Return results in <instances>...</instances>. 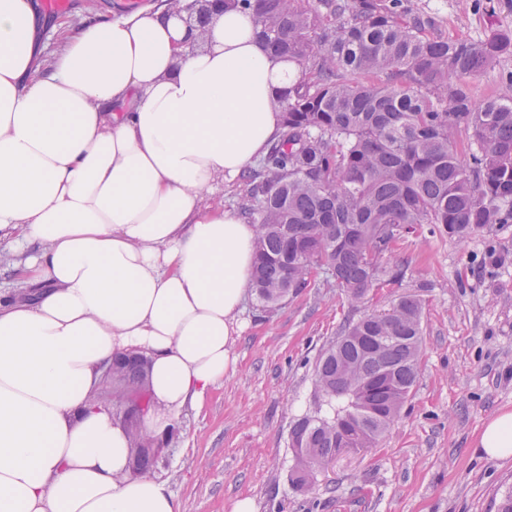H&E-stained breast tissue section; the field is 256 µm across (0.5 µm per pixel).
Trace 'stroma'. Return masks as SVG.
Returning <instances> with one entry per match:
<instances>
[{
    "label": "stroma",
    "mask_w": 512,
    "mask_h": 512,
    "mask_svg": "<svg viewBox=\"0 0 512 512\" xmlns=\"http://www.w3.org/2000/svg\"><path fill=\"white\" fill-rule=\"evenodd\" d=\"M164 0H71L42 13L44 59L64 33ZM449 38L512 31V0H409ZM394 260L402 281L351 304L342 288L315 285L268 313L247 295L236 369L202 409L187 408L147 469L182 512H230L252 498L255 512H498L512 489V459L490 460L475 440L484 422L512 408V224L461 242L425 224L404 235ZM413 294L423 304L421 372L377 447L349 452L316 472L310 491L290 480L289 428L308 410L323 347L345 321Z\"/></svg>",
    "instance_id": "obj_1"
}]
</instances>
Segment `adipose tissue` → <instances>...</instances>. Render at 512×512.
Returning a JSON list of instances; mask_svg holds the SVG:
<instances>
[{
  "instance_id": "1",
  "label": "adipose tissue",
  "mask_w": 512,
  "mask_h": 512,
  "mask_svg": "<svg viewBox=\"0 0 512 512\" xmlns=\"http://www.w3.org/2000/svg\"><path fill=\"white\" fill-rule=\"evenodd\" d=\"M41 31L31 0H0V239L36 289L0 294V512H180L92 395L115 356L146 358L160 438L234 372L256 228L206 197L278 136L300 71L248 10L192 52L162 8L85 26L45 66ZM476 446L512 457V409Z\"/></svg>"
}]
</instances>
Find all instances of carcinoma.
Instances as JSON below:
<instances>
[{"label": "carcinoma", "mask_w": 512, "mask_h": 512, "mask_svg": "<svg viewBox=\"0 0 512 512\" xmlns=\"http://www.w3.org/2000/svg\"><path fill=\"white\" fill-rule=\"evenodd\" d=\"M224 0L253 11L276 55L313 76L284 93L283 130L251 200L257 229L251 288L266 312L311 286L317 270L355 303L404 276L391 254L418 224L464 238L512 223V92L477 104L463 79L512 53V33L445 38L403 0ZM420 301L399 297L346 321L322 350L312 410L289 431L292 482L349 450L375 448L408 401L421 367ZM147 361L119 355L112 394L151 401ZM131 442L133 470L155 457Z\"/></svg>", "instance_id": "cac0c4a2"}]
</instances>
